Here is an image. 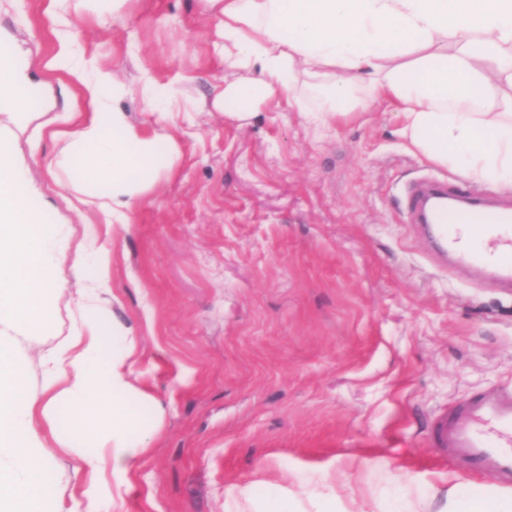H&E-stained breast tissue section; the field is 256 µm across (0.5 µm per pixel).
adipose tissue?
<instances>
[{
  "mask_svg": "<svg viewBox=\"0 0 512 512\" xmlns=\"http://www.w3.org/2000/svg\"><path fill=\"white\" fill-rule=\"evenodd\" d=\"M222 17L224 67L230 75L217 104L234 102L230 119L271 100L294 106L301 88L322 100L317 118L329 124L383 100L397 106L408 148L428 163L512 188V0H202ZM129 88L119 74L100 72L85 84L84 117L65 140L61 167L76 199L121 215L148 192L162 164H174V138L147 136L113 100ZM0 102L40 113L30 88L0 45ZM16 134L0 136V512H48L56 495L52 449L31 423L41 411L50 431L87 425L111 430L98 457L79 444L63 446L87 461V491L104 473L124 480L141 449L123 428L127 401L147 399L132 384V344L105 355L101 309L83 305L81 326L49 350V378L30 392L11 334L51 320L63 285L52 261L58 234L29 202L15 162Z\"/></svg>",
  "mask_w": 512,
  "mask_h": 512,
  "instance_id": "1",
  "label": "adipose tissue"
}]
</instances>
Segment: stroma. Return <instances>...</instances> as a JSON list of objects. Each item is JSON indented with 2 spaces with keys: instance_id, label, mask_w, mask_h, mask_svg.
Segmentation results:
<instances>
[{
  "instance_id": "35a3bbf8",
  "label": "stroma",
  "mask_w": 512,
  "mask_h": 512,
  "mask_svg": "<svg viewBox=\"0 0 512 512\" xmlns=\"http://www.w3.org/2000/svg\"><path fill=\"white\" fill-rule=\"evenodd\" d=\"M69 19L77 74L49 0H0V43L53 130L75 126L81 75L117 68L131 87L119 107L181 149L112 223L68 206L50 133L16 143L32 205L63 230L52 330L17 339L31 391L104 253L103 325L122 330L105 343L133 342L131 380L150 395L130 402L144 451L123 486L104 475L97 512H254L239 494L250 484L259 498L289 489L307 510L320 493L338 512H443L454 486L512 499L449 466L432 441L450 406L512 389V291L443 271L402 221L413 182L460 174L408 150L384 105L324 127L310 93L301 110L262 104L225 118L213 105L223 23L201 0H126L119 13ZM146 76L178 111L148 107ZM87 472L55 449L60 512H84Z\"/></svg>"
}]
</instances>
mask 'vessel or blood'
Returning <instances> with one entry per match:
<instances>
[{
    "label": "vessel or blood",
    "mask_w": 512,
    "mask_h": 512,
    "mask_svg": "<svg viewBox=\"0 0 512 512\" xmlns=\"http://www.w3.org/2000/svg\"><path fill=\"white\" fill-rule=\"evenodd\" d=\"M408 222H423L434 257L512 289V208L465 184L436 179L410 191ZM435 443L449 463L512 487V392L481 393L438 416Z\"/></svg>",
    "instance_id": "obj_1"
}]
</instances>
